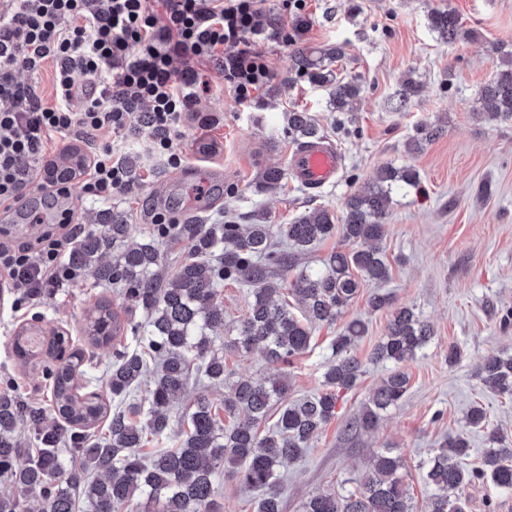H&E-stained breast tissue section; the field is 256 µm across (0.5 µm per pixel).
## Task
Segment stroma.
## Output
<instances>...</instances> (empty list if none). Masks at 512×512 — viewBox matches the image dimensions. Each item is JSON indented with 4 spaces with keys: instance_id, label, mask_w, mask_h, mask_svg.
Masks as SVG:
<instances>
[{
    "instance_id": "1",
    "label": "stroma",
    "mask_w": 512,
    "mask_h": 512,
    "mask_svg": "<svg viewBox=\"0 0 512 512\" xmlns=\"http://www.w3.org/2000/svg\"><path fill=\"white\" fill-rule=\"evenodd\" d=\"M448 8L471 32L452 45L429 23L432 12ZM307 19L298 44L313 49L342 45L337 67L361 84L354 111L330 109L327 90L297 71L293 47L274 39L260 42L255 49L267 58L271 79L251 101L241 102L218 70L210 69V90L195 108L216 124L205 134L193 123L182 128L178 143L185 159L180 169L150 160L140 134L129 130L127 188L107 204L88 198L77 184L60 206L81 212L82 231L100 224L106 207H115L124 212L138 240L153 234L155 210L183 224L225 219L249 224L257 214L267 223L286 224L322 207L339 217L347 197L367 187L381 167L415 168L419 189L394 194L386 216L381 248L390 265L388 281L363 283L336 322L315 327L308 351L285 368L289 399L321 391L331 342L347 322H366L368 331L353 349L363 370L358 384L340 392L335 419L299 458L281 467L280 492L283 512H300L312 494L356 489L372 451L391 448L404 458L405 482L421 506L431 493L421 462L448 434L463 430L473 405L483 406L490 426L512 435V396L490 392L476 375L486 355L512 356V323L503 321L512 311V122L488 120L478 100L480 87L502 65L493 44L512 50V0H308ZM407 76L419 91L401 108L397 94ZM293 109L315 116L325 139L343 152L344 167L336 183L316 191L291 178L276 191H257V173L287 167L296 149L286 123ZM423 123L440 124L442 135L420 151H408L416 126ZM377 292L390 294L391 307L369 309V298ZM99 298L116 308L122 303L115 288L102 286L86 271L16 317L7 292L0 289V389H11L43 413L39 427L22 426L25 447H37L38 431L53 430L60 418L48 362L19 364L12 338L22 325L38 322L45 338L64 333L66 351H81L86 376H103L116 351L132 341L125 337L104 347L86 341L85 309ZM251 300L250 288L233 282L217 293L224 325L211 338L224 351L226 373L236 378L277 372L259 352L238 353L224 346ZM400 307L428 321L434 335L404 366L410 377L405 399L384 413L373 432L355 431L351 419L392 368L373 361L371 352ZM452 345L462 353L454 365L448 362ZM463 499L465 512H512V493L487 479L468 486Z\"/></svg>"
}]
</instances>
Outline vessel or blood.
<instances>
[{
  "label": "vessel or blood",
  "instance_id": "1",
  "mask_svg": "<svg viewBox=\"0 0 512 512\" xmlns=\"http://www.w3.org/2000/svg\"><path fill=\"white\" fill-rule=\"evenodd\" d=\"M343 164L344 158L337 146L325 140H313L292 153L288 170L303 186L316 190L335 183Z\"/></svg>",
  "mask_w": 512,
  "mask_h": 512
}]
</instances>
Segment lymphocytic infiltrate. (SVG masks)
Returning <instances> with one entry per match:
<instances>
[{
	"label": "lymphocytic infiltrate",
	"instance_id": "obj_1",
	"mask_svg": "<svg viewBox=\"0 0 512 512\" xmlns=\"http://www.w3.org/2000/svg\"><path fill=\"white\" fill-rule=\"evenodd\" d=\"M266 0H0V205L17 206L30 183L68 196L81 180L88 197L111 200L127 171L112 137L143 118L148 149L169 168L175 142L219 65L239 101L271 78L255 51L267 39L256 19ZM47 75L45 101L18 68ZM81 111H73L74 100ZM75 209L61 211L35 243L0 240V284L21 311L78 274L66 261Z\"/></svg>",
	"mask_w": 512,
	"mask_h": 512
}]
</instances>
